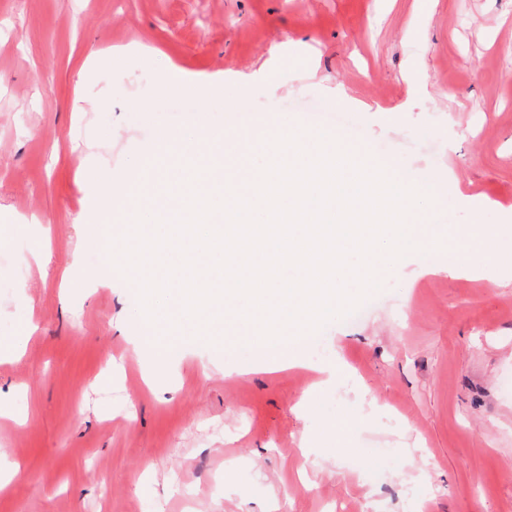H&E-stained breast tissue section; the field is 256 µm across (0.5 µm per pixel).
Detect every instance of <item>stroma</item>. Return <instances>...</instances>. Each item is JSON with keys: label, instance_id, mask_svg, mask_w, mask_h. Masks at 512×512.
<instances>
[{"label": "stroma", "instance_id": "obj_1", "mask_svg": "<svg viewBox=\"0 0 512 512\" xmlns=\"http://www.w3.org/2000/svg\"><path fill=\"white\" fill-rule=\"evenodd\" d=\"M294 113L503 244L466 274L454 243L409 254L319 330L347 372L312 414L308 348L133 352L137 295L80 219L160 132ZM0 231V337L37 327L0 362V512H512V0H0Z\"/></svg>", "mask_w": 512, "mask_h": 512}]
</instances>
